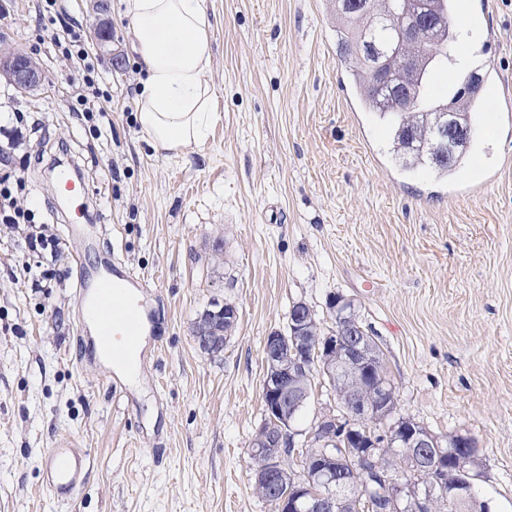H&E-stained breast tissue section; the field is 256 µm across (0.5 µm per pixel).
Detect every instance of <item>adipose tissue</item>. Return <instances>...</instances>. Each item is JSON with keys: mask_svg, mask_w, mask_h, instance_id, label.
<instances>
[{"mask_svg": "<svg viewBox=\"0 0 512 512\" xmlns=\"http://www.w3.org/2000/svg\"><path fill=\"white\" fill-rule=\"evenodd\" d=\"M207 0H124L144 78L135 119L158 154L201 144L216 119Z\"/></svg>", "mask_w": 512, "mask_h": 512, "instance_id": "adipose-tissue-1", "label": "adipose tissue"}]
</instances>
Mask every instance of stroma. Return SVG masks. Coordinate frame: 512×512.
<instances>
[{
	"mask_svg": "<svg viewBox=\"0 0 512 512\" xmlns=\"http://www.w3.org/2000/svg\"><path fill=\"white\" fill-rule=\"evenodd\" d=\"M108 3L122 66L91 48L99 76L88 85L65 57H45L34 0H0V36L45 72L32 94L0 80V114L27 116L0 174L24 180L15 201L35 214L0 223V512H271L249 455L264 418V343L297 302L333 328L338 296L383 354L395 416L443 440L472 438L478 499L512 512V120L487 102L462 171L404 172L351 86L357 60L340 55L331 0H207L219 119L167 158L142 139L143 75L122 0ZM455 26L449 71L492 59L512 96V0ZM80 95L106 116L72 111ZM69 158L108 243L148 284L157 357L131 405L78 341L74 259L95 252L55 214L47 177ZM43 231L58 258L29 245ZM224 301L239 318L214 357L195 321ZM69 446L87 450L90 468L60 502L40 459Z\"/></svg>",
	"mask_w": 512,
	"mask_h": 512,
	"instance_id": "stroma-1",
	"label": "stroma"
}]
</instances>
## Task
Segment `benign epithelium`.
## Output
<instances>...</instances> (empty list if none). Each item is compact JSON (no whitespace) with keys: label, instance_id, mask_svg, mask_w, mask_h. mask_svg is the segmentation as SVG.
I'll return each mask as SVG.
<instances>
[{"label":"benign epithelium","instance_id":"obj_1","mask_svg":"<svg viewBox=\"0 0 512 512\" xmlns=\"http://www.w3.org/2000/svg\"><path fill=\"white\" fill-rule=\"evenodd\" d=\"M96 15L95 39L100 50L112 55L107 0H90ZM426 34L419 15H414L404 29L403 39L409 44L421 41ZM21 93L42 88V68L21 51L0 39V77ZM336 321L335 328L324 331L315 314L304 303L293 305L285 331L267 336L264 345L265 379L263 384L264 419L257 429L259 459L254 461L256 486L283 487L285 491L273 500L274 512H335L339 496L357 484L354 463L368 462L381 480L377 502L356 500L357 512H429L431 499L436 497L456 504L473 499V479L476 463L464 446L469 437L456 435L449 439L454 465H443L444 457L437 454L432 463L422 467L427 484H413L406 492L396 486L389 461L388 449L405 448L414 464H419L429 449L438 447L437 438L428 430H409L390 426L386 433L375 434L369 427L388 418L393 394L385 383L373 381L365 395H356L350 387H341L343 377L360 378L361 370L372 358V343L364 326L347 315L348 303L340 296L330 303ZM237 316L233 303L224 304V311L201 315L195 325L196 338L202 350H212V336L221 322ZM325 377L330 389L336 390V401L344 404L348 424L339 422L328 411L318 418L311 432L297 427L296 411L302 404L300 382L313 373ZM313 446L311 456L323 460L313 469L304 465L298 473L287 467L284 458L297 447L298 438Z\"/></svg>","mask_w":512,"mask_h":512}]
</instances>
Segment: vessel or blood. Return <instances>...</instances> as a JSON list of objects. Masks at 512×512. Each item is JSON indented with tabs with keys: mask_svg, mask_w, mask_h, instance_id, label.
<instances>
[{
	"mask_svg": "<svg viewBox=\"0 0 512 512\" xmlns=\"http://www.w3.org/2000/svg\"><path fill=\"white\" fill-rule=\"evenodd\" d=\"M62 203L70 209L68 230L83 233L87 215L83 200L88 190L76 170H60L56 184ZM100 235L102 225L89 228ZM75 296L81 328L93 332L90 347L95 361L102 364L111 386L126 391L123 369L138 361L148 366L145 307L139 300L145 282L134 270L112 255L100 257L96 273H88L83 257H76ZM42 468L58 501L71 500L88 470V455L79 448H52L42 457Z\"/></svg>",
	"mask_w": 512,
	"mask_h": 512,
	"instance_id": "1",
	"label": "vessel or blood"
}]
</instances>
